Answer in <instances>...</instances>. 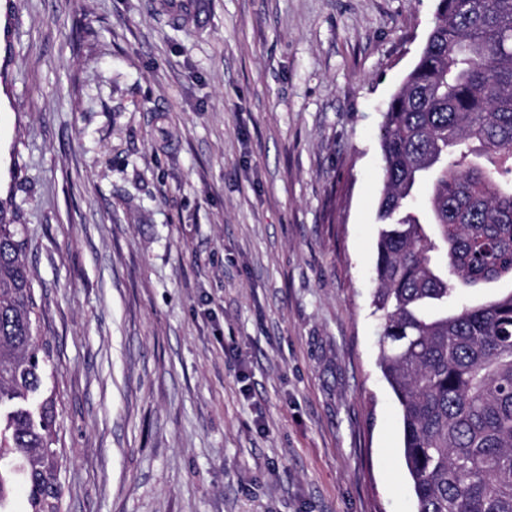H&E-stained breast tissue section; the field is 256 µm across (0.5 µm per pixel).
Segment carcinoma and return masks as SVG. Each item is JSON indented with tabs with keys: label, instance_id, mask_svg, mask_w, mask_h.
I'll return each mask as SVG.
<instances>
[{
	"label": "carcinoma",
	"instance_id": "carcinoma-1",
	"mask_svg": "<svg viewBox=\"0 0 512 512\" xmlns=\"http://www.w3.org/2000/svg\"><path fill=\"white\" fill-rule=\"evenodd\" d=\"M374 313L415 512H512V0H437L383 113ZM431 188L430 218L415 208ZM26 225L0 201V512H60L53 358ZM512 289L511 280L499 281L482 286L461 290V298L468 303L482 302L507 294Z\"/></svg>",
	"mask_w": 512,
	"mask_h": 512
}]
</instances>
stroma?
I'll list each match as a JSON object with an SVG mask.
<instances>
[{"mask_svg":"<svg viewBox=\"0 0 512 512\" xmlns=\"http://www.w3.org/2000/svg\"><path fill=\"white\" fill-rule=\"evenodd\" d=\"M205 3L0 0L61 512H414L372 271L437 0ZM158 5L178 24L200 27L206 19L205 5L201 0H160Z\"/></svg>","mask_w":512,"mask_h":512,"instance_id":"35a3bbf8","label":"stroma"}]
</instances>
